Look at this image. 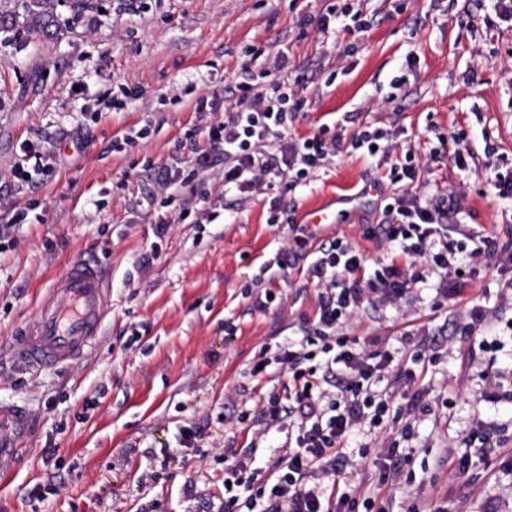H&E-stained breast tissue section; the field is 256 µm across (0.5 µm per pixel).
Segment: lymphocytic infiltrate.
I'll list each match as a JSON object with an SVG mask.
<instances>
[{"mask_svg": "<svg viewBox=\"0 0 512 512\" xmlns=\"http://www.w3.org/2000/svg\"><path fill=\"white\" fill-rule=\"evenodd\" d=\"M322 2L321 33L368 30L365 0ZM242 53L249 62L234 81L230 99L220 106L200 95L193 102L194 111L224 113L205 129L209 150L198 151L191 174L174 166L155 171L160 205L167 208L178 200L190 207L196 196L194 181L212 168L211 152L217 149L224 155L225 192L240 201L269 193L270 223L290 224L291 241L302 250L310 233L291 224L273 189L280 182L299 185L323 167L335 154L345 125L339 121L333 131L322 128L310 137L290 139V126L307 106L305 69L291 64L286 52L274 53L265 45L245 46ZM261 59L265 68L254 69ZM460 210L457 196L424 201L405 190L385 204L383 224L366 229L367 235L399 244L403 261H383L370 269L358 250L337 239L317 251L307 267L308 279L325 286L317 316L303 342L282 351L288 388L271 395L265 411L271 425L286 427L291 445L263 480L244 462L226 464L224 512H355V500L336 492V465L353 427L366 418L380 419L389 410V400L374 389L389 358L365 352L356 341L339 335L338 328L366 301H396L429 275L458 276L482 260L512 255V226L503 234L481 237L480 247L467 249L459 238L460 226L453 222ZM335 375L344 393L324 400L323 385Z\"/></svg>", "mask_w": 512, "mask_h": 512, "instance_id": "lymphocytic-infiltrate-1", "label": "lymphocytic infiltrate"}]
</instances>
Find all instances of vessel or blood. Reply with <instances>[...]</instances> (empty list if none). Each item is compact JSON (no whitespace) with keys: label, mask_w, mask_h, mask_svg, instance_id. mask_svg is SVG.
<instances>
[{"label":"vessel or blood","mask_w":512,"mask_h":512,"mask_svg":"<svg viewBox=\"0 0 512 512\" xmlns=\"http://www.w3.org/2000/svg\"><path fill=\"white\" fill-rule=\"evenodd\" d=\"M361 194L337 197L335 206L319 205L307 214L311 224H343L359 205ZM109 290L98 264H69L46 288L36 323L10 340L15 361L34 371H48L79 361L94 341ZM32 414L13 403L0 401V477L17 465L32 440Z\"/></svg>","instance_id":"vessel-or-blood-1"}]
</instances>
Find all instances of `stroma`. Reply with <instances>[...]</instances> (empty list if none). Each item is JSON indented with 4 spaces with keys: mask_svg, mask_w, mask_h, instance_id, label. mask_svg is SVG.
<instances>
[{
    "mask_svg": "<svg viewBox=\"0 0 512 512\" xmlns=\"http://www.w3.org/2000/svg\"><path fill=\"white\" fill-rule=\"evenodd\" d=\"M48 9L50 35L34 38L31 12ZM320 0H0V212H24L0 239V400L26 407L35 436L18 469L0 480V512H221L224 461L256 448L269 475L285 441L266 427L270 392L288 376L272 361L279 343L306 335L317 312L316 284L276 265L291 235L268 221L257 196L230 203L210 224L171 220L155 234L152 169L183 143L206 147L213 113L193 111L194 95L223 101L238 77L243 46L269 44L304 66L309 106L290 137L318 133L341 113L397 128L389 158L340 142L331 163L285 192L294 221L341 194L373 187L347 223L316 226L311 248L341 239L375 263L387 245L366 237L388 197L399 192L391 164L413 150L411 191L462 199L457 223L486 236L512 223L485 166L512 169V29L488 27L481 0H366L368 32L324 36ZM334 82H327V75ZM406 83L393 89V77ZM139 99H127L124 88ZM166 105H159V96ZM117 110L97 111L98 98ZM148 129L122 142L124 132ZM30 142L40 173L18 187L13 167ZM475 155L468 169L449 157ZM157 255L141 267L147 250ZM105 272L110 299L99 336L78 363L35 373L15 363L12 336L38 316L40 291L68 264ZM497 260L476 275L431 277L397 302L363 304L347 336L393 361L380 390L416 417L392 414L358 424L343 450L339 489L374 498L384 512H512V286ZM483 319L457 333L472 307ZM260 375L251 370L262 359ZM199 428L194 447L180 432ZM397 442L405 460L396 480L379 482L375 454ZM467 457L455 475L449 459Z\"/></svg>",
    "mask_w": 512,
    "mask_h": 512,
    "instance_id": "stroma-1",
    "label": "stroma"
}]
</instances>
